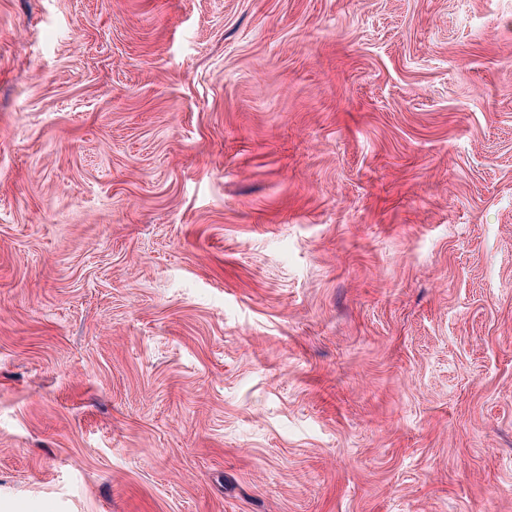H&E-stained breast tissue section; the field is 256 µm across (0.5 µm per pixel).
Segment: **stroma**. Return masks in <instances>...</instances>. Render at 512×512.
<instances>
[{
    "label": "stroma",
    "mask_w": 512,
    "mask_h": 512,
    "mask_svg": "<svg viewBox=\"0 0 512 512\" xmlns=\"http://www.w3.org/2000/svg\"><path fill=\"white\" fill-rule=\"evenodd\" d=\"M0 512H512V0H0Z\"/></svg>",
    "instance_id": "35a3bbf8"
}]
</instances>
